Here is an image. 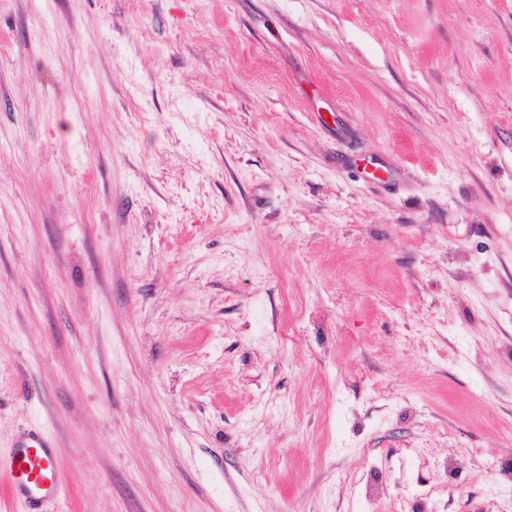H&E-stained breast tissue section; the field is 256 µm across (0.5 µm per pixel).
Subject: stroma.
<instances>
[{
  "instance_id": "stroma-1",
  "label": "stroma",
  "mask_w": 512,
  "mask_h": 512,
  "mask_svg": "<svg viewBox=\"0 0 512 512\" xmlns=\"http://www.w3.org/2000/svg\"><path fill=\"white\" fill-rule=\"evenodd\" d=\"M512 502V0H0V512ZM10 491L34 508L60 495L61 479L54 451L41 435H21L11 449L8 466Z\"/></svg>"
}]
</instances>
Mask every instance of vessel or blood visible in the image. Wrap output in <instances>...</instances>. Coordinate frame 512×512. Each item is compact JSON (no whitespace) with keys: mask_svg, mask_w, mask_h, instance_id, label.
Returning a JSON list of instances; mask_svg holds the SVG:
<instances>
[{"mask_svg":"<svg viewBox=\"0 0 512 512\" xmlns=\"http://www.w3.org/2000/svg\"><path fill=\"white\" fill-rule=\"evenodd\" d=\"M8 482L11 492L31 506L59 497L61 479L54 451L41 435H21L9 457Z\"/></svg>","mask_w":512,"mask_h":512,"instance_id":"1","label":"vessel or blood"}]
</instances>
